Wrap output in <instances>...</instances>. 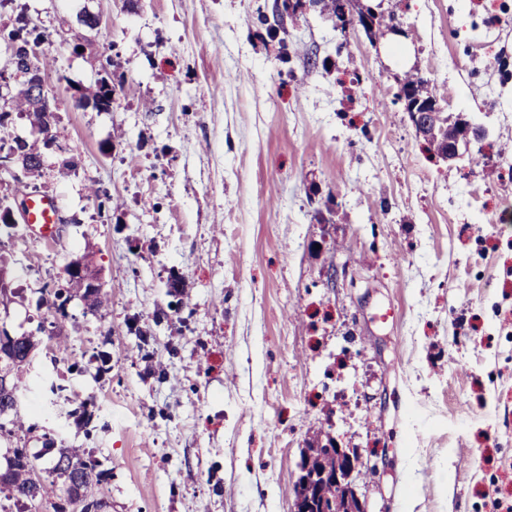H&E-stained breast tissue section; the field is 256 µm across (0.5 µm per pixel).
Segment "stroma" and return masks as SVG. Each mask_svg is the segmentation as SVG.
<instances>
[{
	"instance_id": "1",
	"label": "stroma",
	"mask_w": 512,
	"mask_h": 512,
	"mask_svg": "<svg viewBox=\"0 0 512 512\" xmlns=\"http://www.w3.org/2000/svg\"><path fill=\"white\" fill-rule=\"evenodd\" d=\"M368 2L403 35L276 0H0V29L68 39L46 67L65 151L37 181L67 222L0 249V325L36 333L72 260L102 282L108 314L71 301L72 361L38 348L19 411L30 452H92L104 512H292L320 431L370 512H512V0ZM108 56L132 90L73 105ZM413 71L487 129L479 163L431 156L396 98Z\"/></svg>"
}]
</instances>
